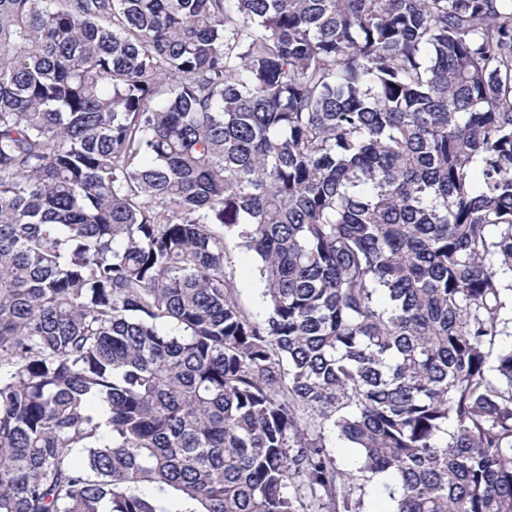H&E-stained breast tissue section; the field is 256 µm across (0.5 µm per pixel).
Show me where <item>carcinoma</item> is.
Here are the masks:
<instances>
[{"mask_svg":"<svg viewBox=\"0 0 512 512\" xmlns=\"http://www.w3.org/2000/svg\"><path fill=\"white\" fill-rule=\"evenodd\" d=\"M379 475L512 512V0H0V512ZM233 272L241 302L252 311L262 313L265 303L261 295L262 286L257 272V262L253 254L236 249L234 251ZM326 433L328 434L329 443L332 447L330 449L339 467L344 470L352 469L357 460V450L355 448H348L347 445L337 440L334 435L329 432L328 428H326Z\"/></svg>","mask_w":512,"mask_h":512,"instance_id":"cac0c4a2","label":"carcinoma"}]
</instances>
